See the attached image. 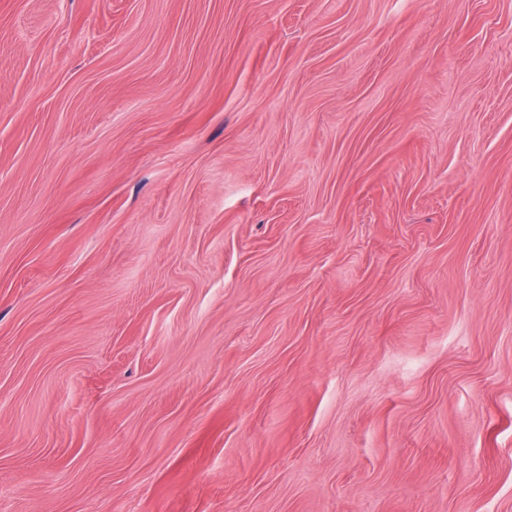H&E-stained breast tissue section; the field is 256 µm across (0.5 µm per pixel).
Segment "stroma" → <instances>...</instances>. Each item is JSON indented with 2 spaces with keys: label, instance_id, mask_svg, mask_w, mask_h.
Instances as JSON below:
<instances>
[{
  "label": "stroma",
  "instance_id": "1",
  "mask_svg": "<svg viewBox=\"0 0 512 512\" xmlns=\"http://www.w3.org/2000/svg\"><path fill=\"white\" fill-rule=\"evenodd\" d=\"M0 512H512V0H0Z\"/></svg>",
  "mask_w": 512,
  "mask_h": 512
}]
</instances>
